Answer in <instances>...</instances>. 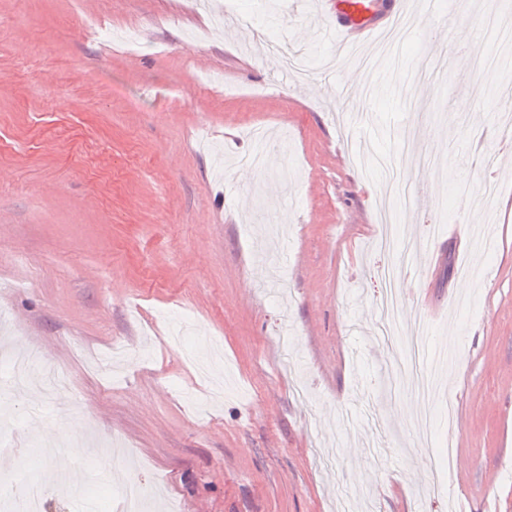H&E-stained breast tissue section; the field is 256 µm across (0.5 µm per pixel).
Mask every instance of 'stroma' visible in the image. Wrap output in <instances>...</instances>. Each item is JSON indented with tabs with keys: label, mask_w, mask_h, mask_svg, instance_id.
<instances>
[{
	"label": "stroma",
	"mask_w": 512,
	"mask_h": 512,
	"mask_svg": "<svg viewBox=\"0 0 512 512\" xmlns=\"http://www.w3.org/2000/svg\"><path fill=\"white\" fill-rule=\"evenodd\" d=\"M316 2L0 0V337L70 379L0 397V497L62 472L49 512H123L133 482L149 512H512V144L487 92L512 58L476 62L512 14L416 0L397 56L327 71ZM376 157L429 185L398 239L439 227L399 282L404 340L446 369L428 405L374 333L402 261L374 246ZM64 422L111 453L37 456Z\"/></svg>",
	"instance_id": "obj_1"
}]
</instances>
